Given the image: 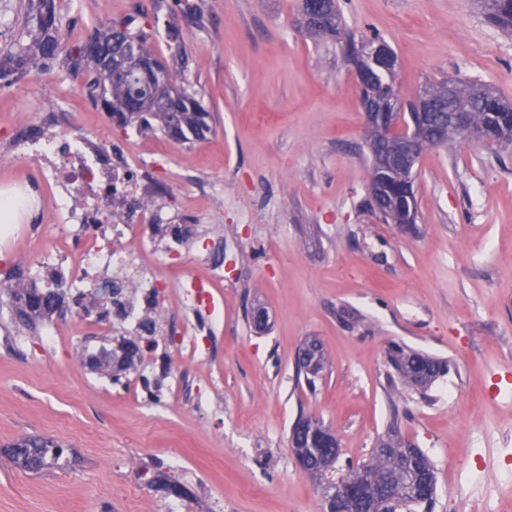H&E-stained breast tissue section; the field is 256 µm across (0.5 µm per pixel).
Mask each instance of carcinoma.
<instances>
[{
	"instance_id": "cac0c4a2",
	"label": "carcinoma",
	"mask_w": 512,
	"mask_h": 512,
	"mask_svg": "<svg viewBox=\"0 0 512 512\" xmlns=\"http://www.w3.org/2000/svg\"><path fill=\"white\" fill-rule=\"evenodd\" d=\"M318 5V9L330 17V23L320 28L313 37L331 40L340 46L341 51L358 42H366L372 36L357 37L346 31L342 5L339 0H301V6L307 3ZM486 18L505 31L512 30V0H481ZM27 22L35 34L31 46H23L15 51L0 53V70L9 66L17 71L23 70L28 61L35 56L53 58L60 53L72 66L84 69L92 76L91 86L106 107L122 118V125L133 124L138 132H162L172 139L187 144L204 138L209 132V112L201 105L194 95L172 86L169 71L162 62H157V73L151 87L139 88L138 82L121 74L110 73L102 65L106 55L118 52L126 47L133 48L141 57L154 60L156 56L142 31L131 27V21L116 19L106 27L96 30L86 41L61 48L58 38V17L55 0H27L25 6ZM388 84L396 87V75L378 72L374 81L362 88V97L372 95L376 87ZM427 95L432 104L431 131L437 138L426 144L428 148L451 147L453 137L445 138L439 131L448 117V108L469 114L472 125L476 127L492 126V105H500V111L512 110V103L505 100L498 90L483 83L460 78L450 82L441 81L426 84L417 91L416 96ZM186 112L191 114L189 123L176 130L173 128L172 114ZM409 136L405 130L392 137L382 146L369 144L372 160H377L381 151H395L402 147L404 139ZM94 303L109 312V306L123 308L121 301L122 288L112 283L110 292L92 290ZM53 291H43L34 286L12 290L11 302L20 322L28 324L35 319L52 317ZM140 354V345L132 340L123 341L118 349L112 350L102 345L97 352L89 356L91 365L97 369L113 371V382H120V373L132 368ZM388 360L394 373L388 376L391 388L403 387L416 392L425 401L431 400L429 390L433 384L448 374L449 363L428 353L394 343L388 352ZM325 430L331 437L335 432L324 422L300 416L292 425L289 443L292 448H307L308 459L319 462L325 452L323 448L308 447L312 428ZM376 450L372 451L371 459L357 470H349L348 477L352 481L363 483L377 489L387 486L390 495L395 499L388 508L409 509L418 503L421 475L413 466L410 452L416 446L405 440L397 430V426L388 428L385 435L378 438ZM59 444L41 438H25L12 445V461L16 467L24 471H39L44 468L61 466L63 453L58 451ZM325 502L330 507L353 509L361 512L369 505L347 500L336 494V486L325 488Z\"/></svg>"
}]
</instances>
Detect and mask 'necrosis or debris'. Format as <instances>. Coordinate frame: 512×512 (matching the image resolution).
<instances>
[{
  "mask_svg": "<svg viewBox=\"0 0 512 512\" xmlns=\"http://www.w3.org/2000/svg\"><path fill=\"white\" fill-rule=\"evenodd\" d=\"M8 141L21 149V163L31 165L44 186L40 192H28L22 184L13 190L27 198L30 223L50 220L65 229L74 224L81 228L82 246L69 263L84 280L102 267L142 268L147 247L133 243L135 229L171 221L168 211L146 206L156 188L146 172H135L130 159L114 162L111 142L89 148L79 113L58 106L43 112L36 123L13 126ZM106 225L112 228L108 244L98 234Z\"/></svg>",
  "mask_w": 512,
  "mask_h": 512,
  "instance_id": "1",
  "label": "necrosis or debris"
}]
</instances>
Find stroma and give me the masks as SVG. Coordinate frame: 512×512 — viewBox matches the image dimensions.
<instances>
[{"label":"stroma","instance_id":"stroma-1","mask_svg":"<svg viewBox=\"0 0 512 512\" xmlns=\"http://www.w3.org/2000/svg\"><path fill=\"white\" fill-rule=\"evenodd\" d=\"M59 40H86L129 18L210 113L206 139L106 123L88 109L81 73L64 57L0 79V182L23 177L3 139L60 102L84 115L90 142L125 143L153 162L151 202L188 209L183 251L139 227L167 287L129 296L157 322L141 363L112 383L88 352L137 336L97 319L87 288L63 321L25 326L0 302V512H325L324 489L367 463L397 421L430 459V512H512V144L455 143L417 166L419 215L408 231L365 206L370 178L360 89L340 49L310 38L298 0H59ZM349 29L395 50L402 97L428 80L463 77L512 101V34L478 0H345ZM29 41L22 0H0V48ZM55 225L0 247V283L47 258ZM224 240L219 317L183 312L184 277L206 270ZM266 316L255 326L254 310ZM194 328L203 347L182 341ZM326 356L316 390L296 376L298 350ZM398 342L449 360L432 402L386 389ZM160 383L156 399L143 378ZM322 420L340 444L337 469L306 474L289 447L298 414ZM37 437L64 448L63 467L17 468L9 447ZM179 482L189 497L171 495Z\"/></svg>","mask_w":512,"mask_h":512}]
</instances>
